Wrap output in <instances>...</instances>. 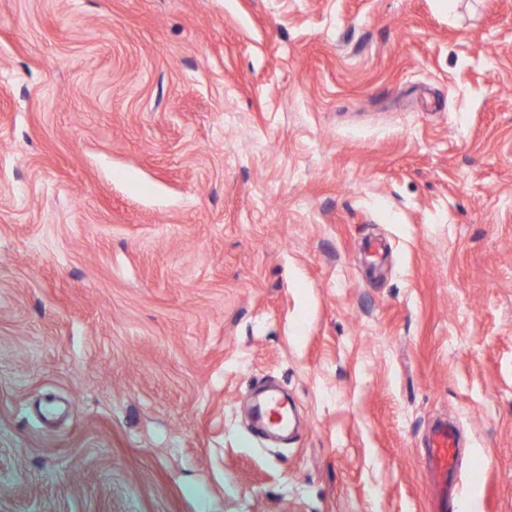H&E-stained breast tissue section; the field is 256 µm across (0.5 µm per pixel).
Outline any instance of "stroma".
<instances>
[{"instance_id": "stroma-1", "label": "stroma", "mask_w": 512, "mask_h": 512, "mask_svg": "<svg viewBox=\"0 0 512 512\" xmlns=\"http://www.w3.org/2000/svg\"><path fill=\"white\" fill-rule=\"evenodd\" d=\"M0 512H512V0H0ZM425 463L433 476L451 477L457 467L458 438L454 429L446 424L436 425L428 442Z\"/></svg>"}]
</instances>
